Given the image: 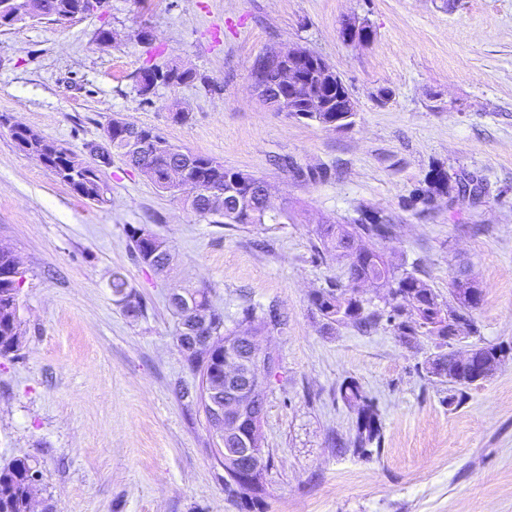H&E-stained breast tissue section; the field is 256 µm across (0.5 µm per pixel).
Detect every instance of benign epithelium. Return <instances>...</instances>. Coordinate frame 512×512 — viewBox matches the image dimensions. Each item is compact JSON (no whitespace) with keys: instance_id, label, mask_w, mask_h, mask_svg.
Returning <instances> with one entry per match:
<instances>
[{"instance_id":"benign-epithelium-1","label":"benign epithelium","mask_w":512,"mask_h":512,"mask_svg":"<svg viewBox=\"0 0 512 512\" xmlns=\"http://www.w3.org/2000/svg\"><path fill=\"white\" fill-rule=\"evenodd\" d=\"M370 30L367 21L349 18L342 23L341 37L345 42H368ZM292 55L303 60L311 57L308 52L295 53L290 48L277 51L269 60L270 67L279 70L281 81L287 87L300 85L298 67L288 61ZM252 88L261 99L266 97L279 105L285 102L284 94L277 86L265 82L260 69L253 71ZM241 197L252 211L271 202L270 190L263 184L250 186ZM182 316L185 329H195V335L184 337L183 349L208 359L217 340L216 333L209 329L208 312L186 299L182 304ZM270 356V351L259 352V338L239 331L235 335L234 349L225 354L220 378L216 381L206 378L202 387L203 401L213 413L211 429L224 469L243 484L255 483L264 474L265 454L258 420L263 417V411L259 409L263 388L275 370L268 361Z\"/></svg>"}]
</instances>
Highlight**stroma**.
I'll return each mask as SVG.
<instances>
[{
    "label": "stroma",
    "mask_w": 512,
    "mask_h": 512,
    "mask_svg": "<svg viewBox=\"0 0 512 512\" xmlns=\"http://www.w3.org/2000/svg\"><path fill=\"white\" fill-rule=\"evenodd\" d=\"M348 18L368 20L369 43L343 42ZM103 29L117 41L99 42ZM292 45L336 68L357 102L351 128L255 98V61ZM172 61L195 80L141 96L137 73ZM176 106L188 122L173 120ZM1 114L0 246L23 263L25 337L0 357V462L38 461L37 501L54 512H241L202 406L177 393L196 379L168 296L194 286L208 288L226 329L249 304L285 320L260 341L279 354L261 424L265 512H512V0H103L71 23L0 27ZM117 116L262 178L287 220L209 223L117 155L103 170L108 202L89 203L20 152L9 128L86 158ZM435 166L477 178L482 193L405 208ZM318 167L327 179L294 174ZM364 211L392 217L385 259L419 266L440 295L459 268L479 282L477 331L449 348L506 354L462 403L423 369L436 337L408 344L384 323L327 330L312 311L310 293L345 278L316 256L317 225ZM131 224L167 241L168 273L135 262ZM116 271L144 317L114 302ZM351 379L378 408L381 439L367 458L335 446L355 435L339 394Z\"/></svg>",
    "instance_id": "35a3bbf8"
}]
</instances>
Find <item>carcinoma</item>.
<instances>
[{
    "label": "carcinoma",
    "instance_id": "obj_1",
    "mask_svg": "<svg viewBox=\"0 0 512 512\" xmlns=\"http://www.w3.org/2000/svg\"><path fill=\"white\" fill-rule=\"evenodd\" d=\"M86 0H28L20 20L40 19V12L47 10L56 17L80 12ZM157 72L159 83L165 85L187 84L195 75L175 62L163 68L142 70L137 83L139 92L146 94L147 78ZM311 91L329 105L327 112H307L305 106L295 104L297 111L292 116L314 122L320 126L344 129L354 124L356 113L336 111V100L349 93L343 80L336 75L323 74L321 59H313L306 69ZM108 127L112 130V150L124 158L127 165L138 171L147 181L159 190L171 192L202 218L211 219L213 224H264L273 219L268 212L254 214L238 206L235 195L238 182H258L255 176L224 167V163L201 154L194 155L188 177L181 184L168 181L170 165L179 162L175 155L159 151L157 144L167 139L150 127L141 126L115 117ZM137 133L141 148L137 152H126L124 147L128 135ZM11 135L19 151L38 152L45 158L44 167L80 197L96 203L108 201V190L98 182L97 175L81 165V158L63 145L40 137L30 129L11 130ZM425 187L414 190L408 205L420 204L429 209L438 196L466 194L476 196L481 192L480 183L474 179L462 181L454 179L442 167L432 168L424 178ZM131 254L134 259L159 272L161 266L172 260L170 249L162 238L152 232L147 225L127 227ZM395 236V224L391 216L383 212H371L354 220L352 224H321L316 230L318 245L316 255L342 261L346 267L347 284L333 282L326 288L314 291L310 304L324 325L333 329L340 325H350L357 331L368 333L381 321H386L393 332L408 343L421 336H436L442 344H448L451 336L469 335L474 332L473 310L482 301V289L476 280L465 271L455 278L450 299L439 300L438 294L423 279L417 269L408 270L394 267L386 262L379 247ZM367 240L372 247L365 248L359 242ZM14 258L0 252V356H7L20 350L25 336L23 321L19 313V295L22 282L7 276ZM369 282L384 290L381 309L370 310L357 293L354 284ZM114 301L129 317L144 315L145 305L131 286L127 277L116 271L109 284ZM188 292L199 299V304L211 311L210 324L224 333V316L218 312L209 299L206 288H190ZM283 325L274 308H258L254 305L243 307L239 326L261 337L271 334ZM503 357V349L494 345L482 346L472 353L467 362L457 360L453 353L442 352L424 364V370L448 382V400H462L464 389L477 382L482 370L492 369ZM342 400L357 415L356 432L353 440L339 442L336 447L351 448L356 454L369 456L371 446L380 441V421L376 405L370 400L360 385L349 380L340 386ZM38 463L28 457L13 458L0 466V512H28L29 499L34 485L31 475ZM224 492L228 497L239 501L245 512H263L267 488L243 487L234 485L229 476H224Z\"/></svg>",
    "mask_w": 512,
    "mask_h": 512
}]
</instances>
